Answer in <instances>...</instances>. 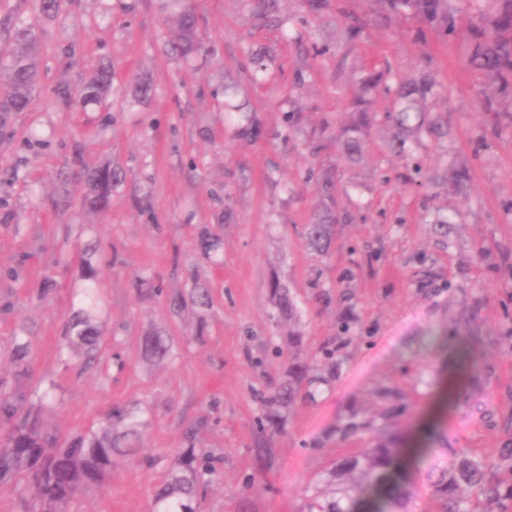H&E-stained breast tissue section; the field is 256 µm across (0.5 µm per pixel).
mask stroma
I'll return each instance as SVG.
<instances>
[{
	"label": "stroma",
	"instance_id": "35a3bbf8",
	"mask_svg": "<svg viewBox=\"0 0 512 512\" xmlns=\"http://www.w3.org/2000/svg\"><path fill=\"white\" fill-rule=\"evenodd\" d=\"M198 8L209 53L189 66L162 52L170 26L159 0H65L39 24V90L0 132V377L13 376L17 337L30 339L20 388H51L50 422L66 439L96 429L112 406L143 411L140 451L69 512H152L195 421L200 447L217 455L203 512H301L323 472L388 419L494 453L499 503L512 512V94L484 102L465 62L468 28L421 46L417 22L381 20L368 0H333L318 17L285 0L280 30L255 27L240 0ZM349 13L366 23L353 42ZM314 41L334 49L304 54ZM263 46L274 55L258 84L250 53ZM104 58L115 76L101 102L50 105L55 85L88 79ZM385 67L434 72L448 136L403 158L375 130L366 158L348 162L336 135L358 81ZM228 80L246 89L255 138L234 136L225 119ZM288 111L299 126H286ZM451 155L468 166L467 193L420 187ZM112 163L128 178L111 209L88 210L78 180L60 202L74 166ZM326 169L348 221L320 253L305 227ZM204 230L222 242L209 259L196 247ZM88 264L99 270L101 334L90 366L61 351ZM197 285L209 306L174 314L172 298ZM277 286L295 316L279 311ZM153 329L172 342L173 359L159 365L139 354ZM291 347L319 383L313 400L282 412L274 465L259 473L262 398Z\"/></svg>",
	"mask_w": 512,
	"mask_h": 512
}]
</instances>
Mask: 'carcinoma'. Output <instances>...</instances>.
Returning <instances> with one entry per match:
<instances>
[{
  "label": "carcinoma",
  "instance_id": "cac0c4a2",
  "mask_svg": "<svg viewBox=\"0 0 512 512\" xmlns=\"http://www.w3.org/2000/svg\"><path fill=\"white\" fill-rule=\"evenodd\" d=\"M170 10L173 35L164 43V52L188 60L203 54L198 15L191 0H162ZM263 25H277L282 0H241ZM378 11L396 18H414L443 37L455 32L459 11L454 0H371ZM494 7L487 14L471 19L472 44L468 63L482 78V95L490 98L504 84L512 86V0H491ZM41 38L38 26L21 22L14 26L11 46L0 56V124L8 117L29 109L39 84ZM386 73L371 75L362 83L360 98L383 94L391 104L384 113L390 130L388 147L407 152V144L427 138L446 136L448 130L440 116H431L429 107L439 96L433 73L422 69L411 76ZM112 61L102 62L94 75L79 85L60 83L53 89L54 101L67 108L81 109L96 102L112 85ZM375 113L353 112L351 121L341 130V146L347 159L363 157ZM81 177L91 187L88 203L99 211L112 204V187L126 178L118 165L83 172ZM468 181L462 164L432 172L425 183L441 186L447 192L461 190ZM324 196L315 206L306 239L316 250L333 240L336 212V184L330 171L322 173ZM82 307L68 321L65 347L81 353L87 360L96 358L99 342L94 309L98 292L94 285L97 271L87 266ZM143 360L156 363L171 356L170 339L161 331L143 337ZM308 365L288 359L285 376L267 395L264 406L272 411L289 408L298 401L314 397L307 381ZM47 396L35 401L17 388L0 381V485H14L18 512H67L80 493L102 484L114 464L136 447L140 421L136 411L115 406L106 414L100 429L69 441L61 439L46 417ZM198 428L189 425L183 433L185 447L177 452L163 487L155 497L156 512H198L206 495L215 467L214 453L196 446ZM274 432L259 425L254 448V462L259 472L271 468ZM407 436L394 428L359 452L336 462L330 471L326 489L315 492L307 503V512H416L422 491L427 490L440 504V512H475L471 490L492 504L498 495L489 481L493 462L489 455L432 448L421 441V449L410 460L404 459Z\"/></svg>",
  "mask_w": 512,
  "mask_h": 512
}]
</instances>
